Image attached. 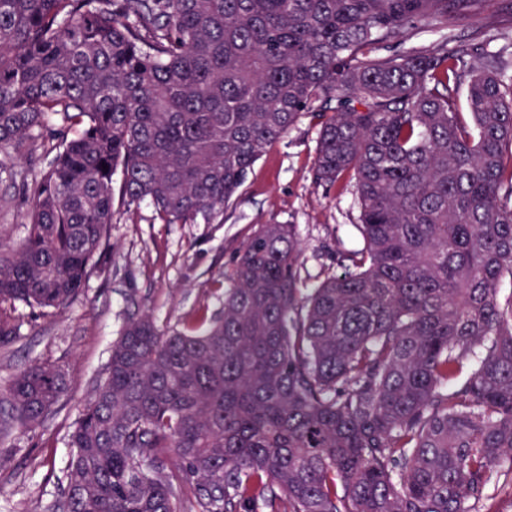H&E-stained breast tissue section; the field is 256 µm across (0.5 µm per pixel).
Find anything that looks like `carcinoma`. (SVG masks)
<instances>
[{"mask_svg": "<svg viewBox=\"0 0 512 512\" xmlns=\"http://www.w3.org/2000/svg\"><path fill=\"white\" fill-rule=\"evenodd\" d=\"M486 2L0 0V150L61 123L0 229V345L107 263L116 206L222 215L304 115L359 207L340 274L299 287L296 225L261 224L222 310L128 315L56 512H182L183 482L199 512H474L512 471V40L448 30ZM68 389L27 363L0 406L32 428Z\"/></svg>", "mask_w": 512, "mask_h": 512, "instance_id": "obj_1", "label": "carcinoma"}]
</instances>
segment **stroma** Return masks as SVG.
Masks as SVG:
<instances>
[{"label":"stroma","mask_w":512,"mask_h":512,"mask_svg":"<svg viewBox=\"0 0 512 512\" xmlns=\"http://www.w3.org/2000/svg\"><path fill=\"white\" fill-rule=\"evenodd\" d=\"M512 37V0L487 6L455 31L481 41L486 31ZM28 150L0 151V225L23 235L29 177L46 166L52 129ZM318 130L301 119L253 166L223 215L194 224H167L143 202L116 213L111 259L87 278L63 312L41 316L17 306L19 337L0 346V390L32 361L62 364L70 387L55 413L32 428L13 423L0 437V512H53L66 486L67 439L108 361L132 306L149 310L159 325L178 327L202 307H221L224 275L261 224L296 225L302 247L298 275L314 283L323 271L341 272L344 251L356 245L358 207L351 191L314 187L311 167Z\"/></svg>","instance_id":"obj_1"}]
</instances>
